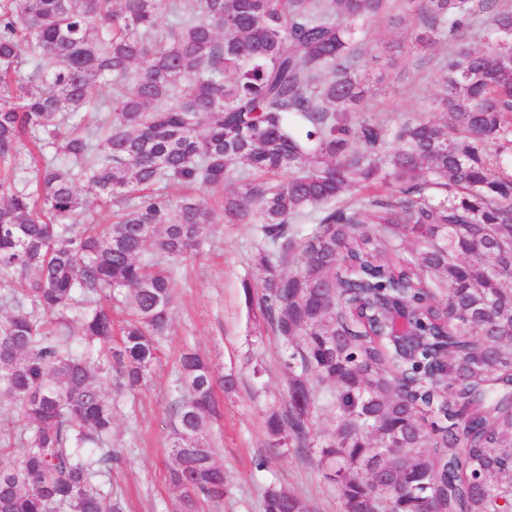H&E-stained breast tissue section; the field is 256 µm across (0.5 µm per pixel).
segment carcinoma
<instances>
[{
	"label": "carcinoma",
	"mask_w": 512,
	"mask_h": 512,
	"mask_svg": "<svg viewBox=\"0 0 512 512\" xmlns=\"http://www.w3.org/2000/svg\"><path fill=\"white\" fill-rule=\"evenodd\" d=\"M391 8L0 0V407L23 416L0 459V512H122L101 482L121 461L103 384L131 390L159 362L168 262L214 223L169 191L234 176L224 220L256 225L261 286L245 291L288 369L273 446L334 469L341 512H512V11L418 0L417 43L489 13L490 52L448 57V120L391 125L365 111L356 72ZM112 80V97H93ZM80 183L118 207L110 224L83 208ZM396 307L419 318L399 361L361 320ZM178 371L170 480L193 512L224 498L206 425L216 386L235 380L192 351ZM323 387L334 428L319 438ZM261 509L309 512L276 486Z\"/></svg>",
	"instance_id": "1"
}]
</instances>
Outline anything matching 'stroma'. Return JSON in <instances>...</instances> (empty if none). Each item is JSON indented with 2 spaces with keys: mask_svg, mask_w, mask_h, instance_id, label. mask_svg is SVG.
Segmentation results:
<instances>
[{
  "mask_svg": "<svg viewBox=\"0 0 512 512\" xmlns=\"http://www.w3.org/2000/svg\"><path fill=\"white\" fill-rule=\"evenodd\" d=\"M373 27L377 37L359 68L369 83L367 112L394 124L414 115L446 119L436 105L445 81V47L416 44V17L401 4ZM256 254L254 225L219 218L208 226L196 257L171 263L174 305L160 361L136 390L113 396L112 445L124 462L112 471V489L124 512L184 510L168 469L177 363L187 349L208 360L217 374L235 379L232 389H216L224 411L209 425L215 461L228 478L224 499L201 502L196 512H261L262 494L271 485L295 492L311 512H340L336 486L314 458L272 446L267 414L282 405L288 375L279 364L277 340L246 297V288L259 286ZM261 457L269 463L260 470L255 462Z\"/></svg>",
  "mask_w": 512,
  "mask_h": 512,
  "instance_id": "stroma-1",
  "label": "stroma"
}]
</instances>
